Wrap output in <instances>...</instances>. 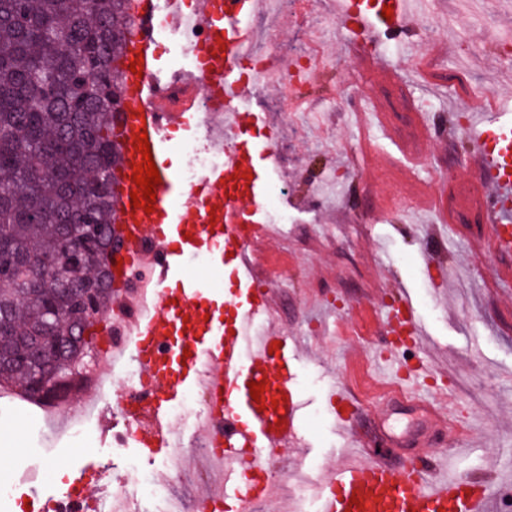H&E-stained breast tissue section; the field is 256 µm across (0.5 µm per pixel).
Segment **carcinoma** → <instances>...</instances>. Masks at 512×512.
<instances>
[{"mask_svg": "<svg viewBox=\"0 0 512 512\" xmlns=\"http://www.w3.org/2000/svg\"><path fill=\"white\" fill-rule=\"evenodd\" d=\"M128 0H0V390L76 385L112 304L110 138ZM57 316H51L52 312ZM34 336H55L34 353Z\"/></svg>", "mask_w": 512, "mask_h": 512, "instance_id": "carcinoma-1", "label": "carcinoma"}]
</instances>
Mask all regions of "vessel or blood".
<instances>
[{
  "label": "vessel or blood",
  "mask_w": 512,
  "mask_h": 512,
  "mask_svg": "<svg viewBox=\"0 0 512 512\" xmlns=\"http://www.w3.org/2000/svg\"><path fill=\"white\" fill-rule=\"evenodd\" d=\"M177 0H134L132 35L121 57L119 89L121 110L116 115L113 139L120 148V165L113 182L114 230L121 259L114 273L119 290L101 330L123 322L131 359L149 380L145 404L134 410L121 406L125 427L136 429L150 453L172 449L176 432L166 410L199 385H206L208 408L216 414L200 437L224 446L225 512H250L266 500L276 484L270 459L298 445L304 403L294 384L296 357L287 334H254L268 323L275 310L273 290L252 264V253L264 232V190L279 166L275 146L277 121L268 112L249 109L259 94L258 85L238 76L235 68L246 52L251 18L263 0H203L197 18L205 27L204 47H183L196 56L195 65L171 68L153 36L158 19L178 26ZM391 6L392 18L382 14ZM432 0H336L335 11L346 24L377 25L407 36L412 17L431 7ZM140 60L132 73L131 60ZM208 87L224 112L225 137L218 142L217 162L192 183L181 178L175 161L178 146L173 130L196 139L204 124L197 92ZM264 132L262 144L245 142L253 128ZM147 134L153 161L160 175L152 213L132 208L131 174L142 161L136 146ZM475 145L471 165L482 174L486 191L483 217L492 229L497 251L512 253V117L503 112L476 116L469 128ZM207 256L216 268L227 271L224 292L187 274L196 256ZM148 268L152 294L147 306L135 307L128 283L140 268ZM388 335L421 334L410 304L398 305L386 323ZM263 382L260 400H253L249 382ZM336 428L360 440L356 414L361 398L345 388L334 389ZM419 468L395 470L389 460L362 453L359 461L342 464L323 486L319 512H483L491 492L469 486L465 479L437 477L436 457L421 453ZM249 467L254 483L240 489L237 471Z\"/></svg>",
  "instance_id": "obj_1"
}]
</instances>
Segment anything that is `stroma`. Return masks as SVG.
<instances>
[{"label": "stroma", "mask_w": 512, "mask_h": 512, "mask_svg": "<svg viewBox=\"0 0 512 512\" xmlns=\"http://www.w3.org/2000/svg\"><path fill=\"white\" fill-rule=\"evenodd\" d=\"M433 26L417 23L414 42L397 54L378 49V64L394 69L388 83L374 82L359 62L362 43H377L381 31L364 35L336 21V34L323 55L333 72L313 80L314 106L328 115L325 129L304 124L294 131L275 113L283 132L281 168L274 181L286 186L280 206L289 222L268 242L272 254L293 263L287 283H275L279 324L298 349L292 369L305 407L301 447L287 451L275 469L285 492L295 497V460L317 462L318 479L330 471L348 441L338 434L331 391L358 389L363 376L381 380L375 361L388 341L384 325L391 305L409 300L426 339L410 350L407 384L443 413L446 424L413 401L370 397L358 427L370 449L401 468L415 458V442L445 458L449 474L472 485H489L485 512H512V254L489 248L491 232L481 215L458 217L448 197L458 183L474 180L465 166L468 134L461 119L473 113L512 114V66H502L486 34L512 37V8L485 0L478 13L463 0H435ZM449 117L447 143L425 137L417 112ZM405 192L412 208L387 213L388 197ZM436 229L446 242L447 274L431 281L420 259L421 239ZM40 409L19 395L0 397V479L31 462L20 451L30 441L27 426ZM124 426L111 439L57 442L38 465V483L0 512H39L45 501L72 492L73 470L85 466L82 483L104 492L134 481L130 459L156 480L166 476L161 460L135 444L121 443Z\"/></svg>", "instance_id": "obj_1"}]
</instances>
